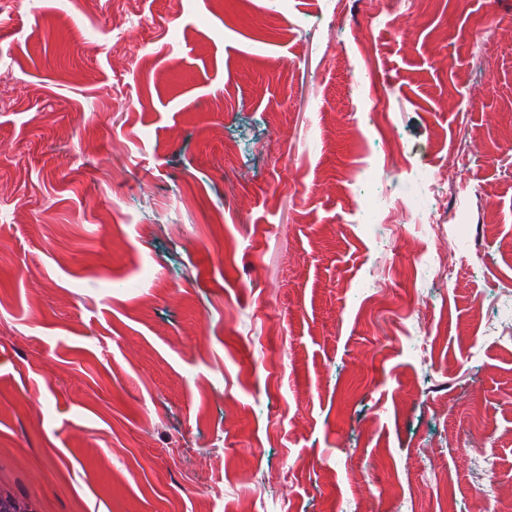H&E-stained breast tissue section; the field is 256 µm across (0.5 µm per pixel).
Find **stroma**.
Segmentation results:
<instances>
[{"label": "stroma", "instance_id": "35a3bbf8", "mask_svg": "<svg viewBox=\"0 0 512 512\" xmlns=\"http://www.w3.org/2000/svg\"><path fill=\"white\" fill-rule=\"evenodd\" d=\"M393 3L0 5V481L41 512L512 492V0ZM386 186L465 237L353 223Z\"/></svg>", "mask_w": 512, "mask_h": 512}]
</instances>
